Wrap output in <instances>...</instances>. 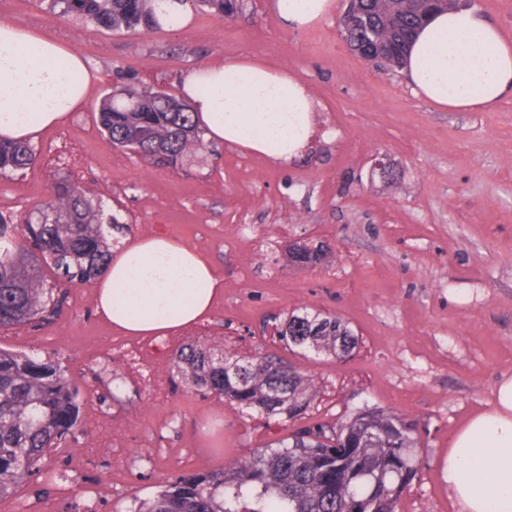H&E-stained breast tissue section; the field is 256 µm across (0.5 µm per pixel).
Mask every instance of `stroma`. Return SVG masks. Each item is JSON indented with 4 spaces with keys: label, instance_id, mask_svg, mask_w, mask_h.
I'll return each mask as SVG.
<instances>
[{
    "label": "stroma",
    "instance_id": "1",
    "mask_svg": "<svg viewBox=\"0 0 512 512\" xmlns=\"http://www.w3.org/2000/svg\"><path fill=\"white\" fill-rule=\"evenodd\" d=\"M270 3L112 31L43 0H0V15L78 50L95 74L84 106L35 141L39 161L0 176V212L33 209L59 169L126 214L131 238L164 233L203 253L224 280L222 304L178 332L181 341L193 334L223 340L231 352L278 351L272 317L302 309L341 316L360 335L351 356L292 359L315 384V417L332 421L368 404L414 422L418 474L398 512H460L438 462L455 430L491 405L499 378L512 375V97L488 111L441 110L415 95L402 71L350 50L339 26L345 0L301 29L285 27ZM229 57L272 63L307 86L316 128L305 154L276 164L212 143L163 168L113 149L98 131L99 104L113 88L151 85L177 97L185 71ZM380 155L398 181L376 171ZM294 242L330 252L300 266L288 257ZM125 341L97 315L89 284L70 289L51 328L0 334V346L56 358L82 386L90 377L77 359L102 343L118 350L96 391L115 393L126 444L117 457L99 450V417L87 399L84 432L37 480L0 500V512L38 504L127 512L172 475L218 468L277 434L194 390L170 391L169 362L142 368L122 355Z\"/></svg>",
    "mask_w": 512,
    "mask_h": 512
}]
</instances>
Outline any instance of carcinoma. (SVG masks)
I'll use <instances>...</instances> for the list:
<instances>
[{"instance_id":"1","label":"carcinoma","mask_w":512,"mask_h":512,"mask_svg":"<svg viewBox=\"0 0 512 512\" xmlns=\"http://www.w3.org/2000/svg\"><path fill=\"white\" fill-rule=\"evenodd\" d=\"M213 15L242 8L240 0H184ZM354 18L341 27L359 56L401 67L406 46L432 8L428 0H350ZM49 8L100 28L164 27L155 0H49ZM100 132L112 147L155 166L175 167L207 148L189 106L151 86H124L105 97ZM37 161L26 142H0V175ZM129 225L94 190L59 176L46 199L14 217L0 214V330L41 329L58 316L68 289L101 274L123 247ZM321 249L298 247L292 262L308 266ZM274 330L289 352L340 357L359 337L333 313L293 310ZM170 382L256 413L276 427L301 426L253 449L235 465L175 474L129 512H397L418 473L414 423L364 406L334 422L305 421L315 398L310 376L281 355H236L191 341L171 353ZM83 393L67 368L0 348V500L31 483L53 449L82 429Z\"/></svg>"}]
</instances>
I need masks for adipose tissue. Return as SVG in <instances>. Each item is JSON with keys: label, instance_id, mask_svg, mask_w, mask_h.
I'll list each match as a JSON object with an SVG mask.
<instances>
[{"label": "adipose tissue", "instance_id": "1", "mask_svg": "<svg viewBox=\"0 0 512 512\" xmlns=\"http://www.w3.org/2000/svg\"><path fill=\"white\" fill-rule=\"evenodd\" d=\"M292 28L316 24L333 0H274ZM415 93L448 111L488 109L512 92V43L484 14L465 9L428 19L406 52ZM93 73L74 49L0 18V140L39 139L87 100ZM182 96L207 141L285 162L314 130L306 86L287 70L247 58L200 65L182 78ZM224 281L212 263L178 239L129 242L96 279V310L128 336H164L206 318ZM441 477L460 512H512V376L490 408L471 415L448 442Z\"/></svg>", "mask_w": 512, "mask_h": 512}]
</instances>
